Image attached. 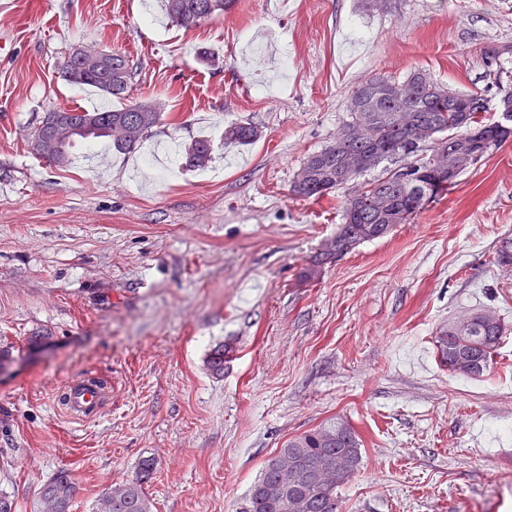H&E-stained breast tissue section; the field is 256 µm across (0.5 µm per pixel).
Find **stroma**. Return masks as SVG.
Here are the masks:
<instances>
[{"label": "stroma", "instance_id": "35a3bbf8", "mask_svg": "<svg viewBox=\"0 0 512 512\" xmlns=\"http://www.w3.org/2000/svg\"><path fill=\"white\" fill-rule=\"evenodd\" d=\"M79 49L126 55L131 100L162 119L134 152L85 144L59 167L31 145L45 112L118 106L62 79ZM414 70L484 93V121L501 120L512 0H235L191 29L164 0H0V492L15 512L63 469L73 512H92L146 458L152 512H238L286 440L336 419L362 452L341 512H512V264L495 262L512 249V140L300 279L344 201L294 196L302 162L361 81ZM240 120L259 139L225 145ZM201 136L206 166L171 170ZM475 310L504 327L477 381L435 347ZM84 377L107 402L78 420L63 397Z\"/></svg>", "mask_w": 512, "mask_h": 512}]
</instances>
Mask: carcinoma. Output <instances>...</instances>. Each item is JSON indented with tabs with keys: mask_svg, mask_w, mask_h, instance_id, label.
<instances>
[{
	"mask_svg": "<svg viewBox=\"0 0 512 512\" xmlns=\"http://www.w3.org/2000/svg\"><path fill=\"white\" fill-rule=\"evenodd\" d=\"M233 4L234 0H165V11L171 21L190 28ZM62 77L122 100L131 83V68L121 54L100 50L80 58L74 53L64 62ZM348 110L350 121L336 138L303 162L292 193L321 198L349 190L358 177L384 162L394 168L345 196L343 224L303 267L304 281L317 279L325 264L362 242L387 236L453 189L456 181H448L439 169L448 159V137L473 130L490 150L512 138V129L481 118L488 111L484 95L451 91L421 70L398 82L381 76L366 79L351 93ZM401 112L412 113L415 123H400ZM160 120V112L140 101L93 112L53 107L40 121L53 140L46 158L60 167L68 165L70 150L79 140L108 139L119 152L133 151ZM258 135L251 123L237 121L225 128L224 141L248 145ZM212 150L211 140L192 139L185 148V166H204ZM355 165L354 175L344 178V172ZM502 336L500 319L489 312L457 317L435 337L439 361L454 374L480 378L489 370ZM228 355L224 344L212 348L207 357L210 371L223 374ZM361 462L360 440L348 423L336 421L304 432L265 461L239 512H339L336 489L355 476ZM154 467L153 460H143L137 478L106 488L94 512H151L144 484ZM74 492L70 474L59 471L42 486L36 512H70Z\"/></svg>",
	"mask_w": 512,
	"mask_h": 512,
	"instance_id": "cac0c4a2",
	"label": "carcinoma"
}]
</instances>
